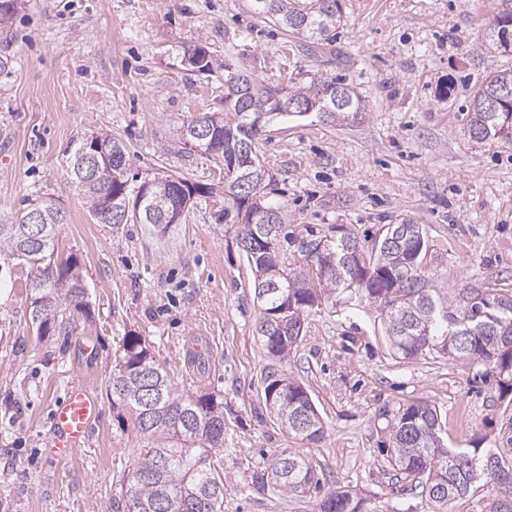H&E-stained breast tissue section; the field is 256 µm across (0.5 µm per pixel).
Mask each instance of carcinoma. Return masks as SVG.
<instances>
[{"label":"carcinoma","mask_w":512,"mask_h":512,"mask_svg":"<svg viewBox=\"0 0 512 512\" xmlns=\"http://www.w3.org/2000/svg\"><path fill=\"white\" fill-rule=\"evenodd\" d=\"M254 14L274 21L287 35L306 41L329 38L339 28L342 10L339 0H250ZM512 19V0H502L500 10L486 28V39L508 47L512 26L501 22ZM197 66L188 71L210 76L224 70V114L214 129L212 145L202 152L224 163V193L242 224L240 244L254 275L253 284L275 280L279 289H267L258 301V334L267 353L286 358L302 336L304 316L338 290L361 289L380 310L385 335L392 354L402 360L438 354L471 364H482L496 374L501 388L512 391V294L493 293L487 288L465 286L448 294L430 284L423 261L428 245L419 224L407 225L394 247L384 246L387 236H395L400 224H387L384 233L367 249H360V262L351 268L344 261L345 245H360L355 232H343L303 243L306 266L284 265L278 242L285 217L283 209L260 193V204L246 202L234 191L240 172L231 169L237 146H254L263 129L276 119L297 118L299 113L280 106L281 87L265 84L251 75L235 81L238 70L220 60L198 38L182 45L178 59L186 54ZM512 85V70L490 73L474 91L470 103L468 132L478 142L493 143L512 138L504 132V112L493 107L503 84ZM288 101L313 108V113L332 122L345 121L364 110L352 88L334 79L312 77L307 85L288 87ZM112 157L120 170L107 171L103 185L82 182L78 165L88 140H82L71 156L68 175L87 200L90 214L99 224L118 226L112 208L129 207L123 223L161 224L163 214L148 219L145 207H137L136 186L130 183L132 163L126 144L112 136ZM171 189L183 203L186 197L200 196L205 188L185 177H175ZM28 212L13 222L0 224V265L17 261L29 267L26 288L30 300V321L37 336H54L66 342L73 334L74 313H88L79 262L59 253L61 224L48 220L40 239H31ZM273 242L270 252L255 253L256 239ZM336 254V265L322 276L327 253ZM415 258L407 265L396 263L398 254ZM50 314L53 323L43 327L42 316ZM282 375L267 376L264 402L269 394L281 399L272 418L289 436L308 442L325 438L319 410L304 386L298 382L288 392L278 388ZM110 391L134 416L136 430L147 437L133 469L123 480L122 498L126 512H224V467L216 451L224 447V405L209 393L184 394L168 372L154 359L138 336L124 337L115 355L109 380ZM389 465L420 489V494L436 509L456 498L491 488L493 498L486 512H512V459L497 448H449L441 437V414L427 402L399 407L386 426ZM279 469L282 478L270 481L269 470ZM320 486L312 459L291 450L274 455L269 467L252 477V488L265 493L276 488L294 495ZM319 512H367L364 499L348 490H328L319 503Z\"/></svg>","instance_id":"carcinoma-1"}]
</instances>
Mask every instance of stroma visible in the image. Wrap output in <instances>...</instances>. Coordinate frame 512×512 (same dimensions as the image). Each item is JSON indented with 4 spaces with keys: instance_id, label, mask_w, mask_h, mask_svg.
<instances>
[{
    "instance_id": "1",
    "label": "stroma",
    "mask_w": 512,
    "mask_h": 512,
    "mask_svg": "<svg viewBox=\"0 0 512 512\" xmlns=\"http://www.w3.org/2000/svg\"><path fill=\"white\" fill-rule=\"evenodd\" d=\"M502 0H340L335 40L308 43L256 17L249 0H22L0 26V222L37 198L66 214L62 255L78 258L89 315L65 345L38 338L29 319L24 265L0 268V512H105L121 502L143 438L108 378L124 336L141 337L175 385L224 402V512H318L320 494L259 496L253 474L292 448L318 466L324 487L365 500L367 512H434L395 473L383 450V411L425 401L442 416L450 447L512 455V393L482 365L388 350L374 303L337 291L304 322L287 360L256 332L252 273L241 226L224 216V165L186 152L176 131L224 108V75L197 77L177 51L206 40L225 62L271 85L338 78L366 110L340 125L310 116L268 125L258 139L286 215L285 263L303 242L355 228L371 246L386 224L410 221L428 239L426 274L439 288H512V142L480 143L467 129L471 92L512 51L483 43ZM128 147L132 173L182 176L207 187L180 223H95L71 186L68 164L87 137ZM204 340L194 365L188 351ZM298 380L317 404L322 442L288 436L263 403V377ZM86 380L100 412L70 461L45 454L51 411Z\"/></svg>"
}]
</instances>
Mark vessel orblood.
I'll return each instance as SVG.
<instances>
[{"instance_id":"b4317fda","label":"vessel or blood","mask_w":512,"mask_h":512,"mask_svg":"<svg viewBox=\"0 0 512 512\" xmlns=\"http://www.w3.org/2000/svg\"><path fill=\"white\" fill-rule=\"evenodd\" d=\"M98 413L99 403L92 389L83 382H73L51 413L48 456L56 461L75 457L87 444L91 423Z\"/></svg>"}]
</instances>
